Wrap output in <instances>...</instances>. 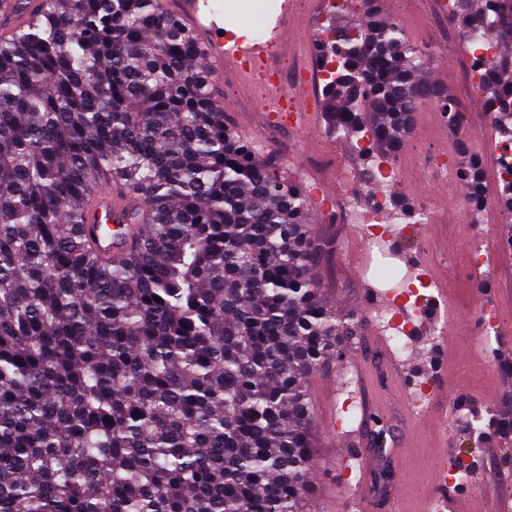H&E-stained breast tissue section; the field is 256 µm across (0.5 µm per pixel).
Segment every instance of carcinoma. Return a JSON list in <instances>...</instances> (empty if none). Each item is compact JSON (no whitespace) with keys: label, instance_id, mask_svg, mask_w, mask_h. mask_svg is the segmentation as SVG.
I'll list each match as a JSON object with an SVG mask.
<instances>
[{"label":"carcinoma","instance_id":"obj_1","mask_svg":"<svg viewBox=\"0 0 512 512\" xmlns=\"http://www.w3.org/2000/svg\"><path fill=\"white\" fill-rule=\"evenodd\" d=\"M316 38L328 130L394 155L413 114L459 105L370 0ZM498 55L482 77L512 137V0H454ZM455 165L475 210L482 163ZM139 207L100 254L82 201ZM391 217L424 218L387 194ZM306 187L242 141L195 36L163 0H51L0 38V512H306L309 376L356 316L321 294ZM461 431L512 436V408L460 400Z\"/></svg>","mask_w":512,"mask_h":512}]
</instances>
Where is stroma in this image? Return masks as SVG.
I'll return each mask as SVG.
<instances>
[{"label":"stroma","mask_w":512,"mask_h":512,"mask_svg":"<svg viewBox=\"0 0 512 512\" xmlns=\"http://www.w3.org/2000/svg\"><path fill=\"white\" fill-rule=\"evenodd\" d=\"M327 0H288V41L278 47L275 65L288 58H301L307 67L315 65V38L326 18ZM381 16L398 22L407 37L427 47L429 63L427 79L447 87L448 92L470 114V126L464 137L481 158L484 172H491L494 148L505 137L488 120L477 99L470 95L467 63L468 46L458 28L443 12V0H377ZM224 115L240 139L256 144L272 155L279 164L281 175L289 181L302 183L308 189H332L336 186V165H349L358 181H365L364 170L353 153L354 140L332 136L326 129L323 115H316L312 124L302 129H267L261 124L262 113L248 84L232 65L224 67L222 92ZM455 136L445 118L434 106L428 105L413 116L411 133L391 162L399 169L400 182L395 188L398 196L410 205L426 203L432 211L433 226L438 231L432 253L459 252L477 245L487 247L491 227L506 219L507 211L499 201V183L486 182L488 208L475 213L465 208L461 197L448 193L433 179L427 167L419 163V149L429 155L442 157L454 151ZM318 237L330 243L314 269L326 299L343 312L358 316V326L348 341L342 360H328L311 377L309 395L313 406L311 433L315 447V471L312 482L311 505L320 512H390L388 494L367 493L356 475L337 471L336 464L343 451L355 447V430L359 414L347 412L349 401L363 403L372 397V389L350 383L352 360L361 357L371 362L376 372L396 366L401 372L399 385L387 389L384 401L392 430L405 426L409 416L403 408V397H415L417 375L434 370L442 376V384L434 392V411L453 408L458 396L470 397L476 406L483 407L512 396V378L497 380L488 374L484 347L479 340L455 336L451 341H439L430 347L428 337L436 322L446 324L470 323L480 302L496 305L501 316V338L497 345L500 358L512 361V304H502L498 282H488L481 296H474L467 282L460 279L456 267L445 268L434 262L425 268L426 280H437L439 271H447L448 284L454 290L448 304L441 308L438 321L423 320L412 355L397 357L394 348L382 335L374 320L373 311L364 309L363 300L369 295L373 282L366 270L371 258L361 246L358 225L337 221L334 212L320 203L310 208ZM430 432L421 427L413 445L404 449L397 468L405 484V500L413 502L417 495L429 489L430 470L436 461L429 448ZM478 450L481 463L470 477L466 490L451 491L449 505H461L480 496L485 501L512 496V442L503 440L475 448L473 442L459 440L456 433L448 435L449 458Z\"/></svg>","instance_id":"stroma-1"}]
</instances>
